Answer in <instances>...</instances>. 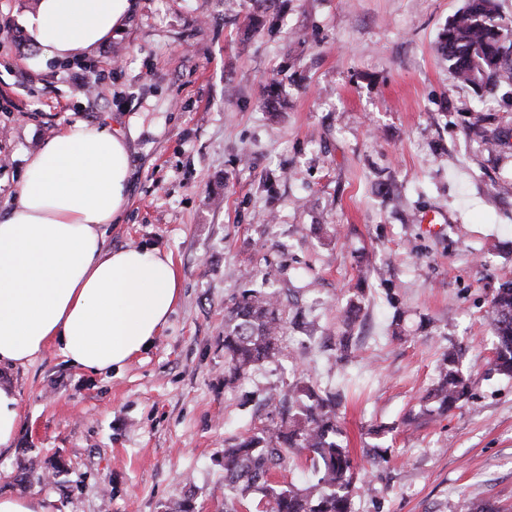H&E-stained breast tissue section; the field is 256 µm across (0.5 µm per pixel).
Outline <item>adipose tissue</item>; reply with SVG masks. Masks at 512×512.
I'll return each instance as SVG.
<instances>
[{
	"instance_id": "ef3b65f1",
	"label": "adipose tissue",
	"mask_w": 512,
	"mask_h": 512,
	"mask_svg": "<svg viewBox=\"0 0 512 512\" xmlns=\"http://www.w3.org/2000/svg\"><path fill=\"white\" fill-rule=\"evenodd\" d=\"M130 0H40L26 25L36 67L84 55L122 27ZM130 152L118 132L77 121L27 160L0 215V371L54 347L90 372L122 368L153 344L180 297L157 247H105L127 202ZM20 395L0 381V452L15 442Z\"/></svg>"
}]
</instances>
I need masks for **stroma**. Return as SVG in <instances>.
<instances>
[{"label": "stroma", "mask_w": 512, "mask_h": 512, "mask_svg": "<svg viewBox=\"0 0 512 512\" xmlns=\"http://www.w3.org/2000/svg\"><path fill=\"white\" fill-rule=\"evenodd\" d=\"M38 2L0 0V211L68 124L121 132L128 203L105 246L170 253L181 292L123 368L82 370L52 347L14 373L0 494L165 512L187 492L222 512L225 443L302 377L341 396L365 481L353 512H512V379L489 370L487 324L512 280V81L478 92L451 70L439 36L466 0H133L88 54L35 69L23 18ZM270 267L295 303L285 353L226 390L224 310ZM354 299L342 363L337 313ZM452 346L469 400L406 422ZM375 444L387 461L365 457Z\"/></svg>", "instance_id": "obj_1"}]
</instances>
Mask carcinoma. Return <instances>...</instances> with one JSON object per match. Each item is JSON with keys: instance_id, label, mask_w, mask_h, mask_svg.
I'll list each match as a JSON object with an SVG mask.
<instances>
[{"instance_id": "carcinoma-1", "label": "carcinoma", "mask_w": 512, "mask_h": 512, "mask_svg": "<svg viewBox=\"0 0 512 512\" xmlns=\"http://www.w3.org/2000/svg\"><path fill=\"white\" fill-rule=\"evenodd\" d=\"M512 47V25L498 16L495 0H467L448 20L440 46L456 76L482 91L493 90L512 71L505 46ZM276 270L266 271L259 286L243 290L224 313V387L236 384L256 367L277 360L288 309L268 291ZM490 326L496 339L493 370L512 377V281L491 298ZM471 382L452 350L437 365L433 386L421 413L439 418L468 400ZM278 419L224 446L225 512H239L259 497L257 512H352L361 489L357 463L339 436L336 395L299 381L282 397ZM295 459L311 463L316 479L306 484L276 481L274 474Z\"/></svg>"}]
</instances>
